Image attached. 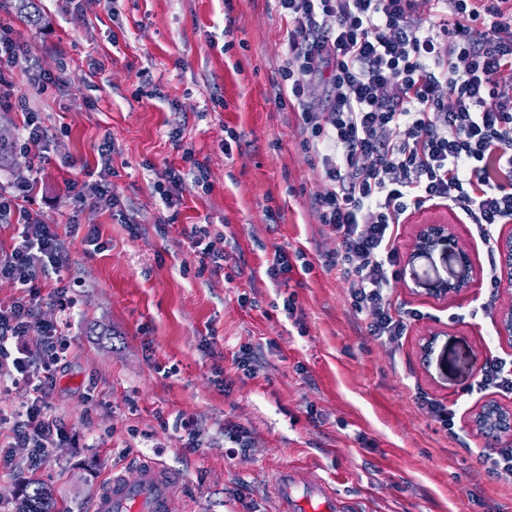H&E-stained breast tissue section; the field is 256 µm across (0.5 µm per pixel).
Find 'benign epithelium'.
<instances>
[{"instance_id": "1", "label": "benign epithelium", "mask_w": 512, "mask_h": 512, "mask_svg": "<svg viewBox=\"0 0 512 512\" xmlns=\"http://www.w3.org/2000/svg\"><path fill=\"white\" fill-rule=\"evenodd\" d=\"M504 280L512 284V235L499 244ZM450 253L456 261V269L447 279L438 278L432 283L430 294L438 301L453 299L467 291L476 276V270L469 253L459 246L458 237L449 224L440 221L418 224L411 244L408 265L420 258L430 257L436 251ZM497 334L512 343V304L503 308L497 322ZM512 423V408L492 403L482 406L473 416L475 426L494 425L503 429L505 422Z\"/></svg>"}]
</instances>
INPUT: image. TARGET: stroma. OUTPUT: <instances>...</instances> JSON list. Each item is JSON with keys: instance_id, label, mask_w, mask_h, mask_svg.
Returning <instances> with one entry per match:
<instances>
[{"instance_id": "1", "label": "stroma", "mask_w": 512, "mask_h": 512, "mask_svg": "<svg viewBox=\"0 0 512 512\" xmlns=\"http://www.w3.org/2000/svg\"><path fill=\"white\" fill-rule=\"evenodd\" d=\"M14 3L0 0V21L37 67L70 72L63 90L36 96L15 71V98H29L46 131L45 161L19 144L25 113L0 108V134L15 145L0 159V189L32 183L30 209L69 253L70 288L54 296L48 277L37 314L66 324L71 347L52 404L78 439L36 471L30 448H11L0 512H15V491L33 477L62 512H91L112 469L131 476L146 458L179 473L171 494L182 512H244L247 502L272 512L283 465L313 470L361 512H512V485L478 457L512 437L471 425L486 402L512 407V394L473 389L488 359L512 358L496 333L512 286L490 291L479 274L461 296L437 301L428 289L455 262L435 253L391 290L394 306L421 318L395 338L369 335L327 264L336 234L315 205L325 181L300 147L297 115L275 98L288 28L276 0H39L37 23ZM91 58L100 68L90 76ZM229 127L240 142L228 152ZM187 151L205 163L207 185L187 184L181 204L166 207L157 186ZM73 180L109 182L118 209L75 212ZM72 221L81 231L69 232ZM189 224L208 226L215 250L233 255L226 274L191 248ZM88 225L101 250L85 242ZM280 249L303 252L312 271L271 280ZM434 329L441 335L422 358ZM420 392L454 408V432L418 408ZM184 418L198 448L185 447ZM239 428L243 448L231 440Z\"/></svg>"}]
</instances>
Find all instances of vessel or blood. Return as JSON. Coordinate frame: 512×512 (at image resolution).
<instances>
[{"instance_id": "obj_1", "label": "vessel or blood", "mask_w": 512, "mask_h": 512, "mask_svg": "<svg viewBox=\"0 0 512 512\" xmlns=\"http://www.w3.org/2000/svg\"><path fill=\"white\" fill-rule=\"evenodd\" d=\"M173 480L170 470L153 461L141 463L132 478L112 471L94 500L93 512H180L169 491ZM272 493L277 512H351L348 502L311 471L279 468Z\"/></svg>"}]
</instances>
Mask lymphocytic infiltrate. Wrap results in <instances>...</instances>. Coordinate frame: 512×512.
Wrapping results in <instances>:
<instances>
[{
    "instance_id": "1",
    "label": "lymphocytic infiltrate",
    "mask_w": 512,
    "mask_h": 512,
    "mask_svg": "<svg viewBox=\"0 0 512 512\" xmlns=\"http://www.w3.org/2000/svg\"><path fill=\"white\" fill-rule=\"evenodd\" d=\"M288 18L279 94L301 125L300 146L326 187L315 196L321 223L336 233L337 268L355 312L376 338L402 335L419 310L394 308L401 278L395 241L412 214L447 205L473 225L498 288L495 226L512 223V0H277ZM440 33L432 35L430 23ZM324 106L314 109L315 93ZM18 198L0 195V221L22 230L0 249V281L23 291L0 308V379L21 396L10 443L39 469L70 440L52 412L56 375L69 349L55 323L35 324L40 284L67 265L59 233ZM37 329L39 357L19 339Z\"/></svg>"
}]
</instances>
